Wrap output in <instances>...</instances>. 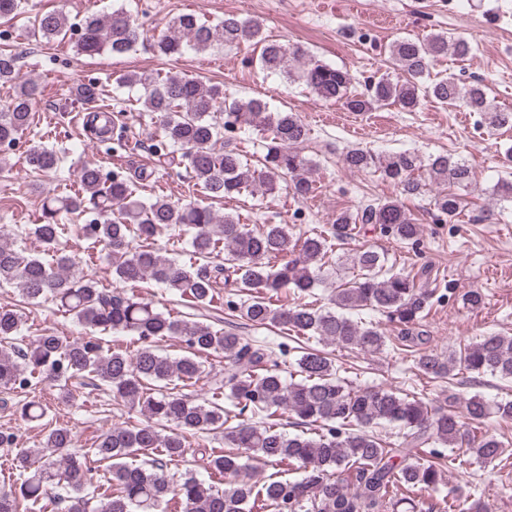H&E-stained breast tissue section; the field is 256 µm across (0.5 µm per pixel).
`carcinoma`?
I'll return each mask as SVG.
<instances>
[{
  "mask_svg": "<svg viewBox=\"0 0 512 512\" xmlns=\"http://www.w3.org/2000/svg\"><path fill=\"white\" fill-rule=\"evenodd\" d=\"M29 0H0V19L9 21L29 11ZM77 31L75 52L95 57L104 52L126 55L136 50L143 29L123 6L108 15L84 17L75 29L61 9L37 12L29 39L36 42L65 37ZM252 41L260 52L251 64L262 71L283 73L309 88L325 103L340 102L350 112L364 113L398 105L415 110L430 97L443 106L476 112L489 133L512 125V112L492 105L484 84L463 85L453 74L431 77L435 62L450 54L465 58L473 51L468 40L433 33L424 41L402 38L390 45V56L403 73L393 79L382 74L358 92L346 69L317 58L300 44H285L264 35L257 20L228 14L216 25L194 13L172 17L153 48L176 59L186 48L206 51L214 46L233 49ZM14 87L12 98L0 106V162L27 129L32 109L41 97L40 85L20 79L18 55L0 51V84ZM120 87L137 90L142 111L159 119L162 140L158 159L169 166L185 165L186 172L212 200L231 199L249 186L272 194L285 185L297 199L315 190L311 173L316 162L303 154L309 129L295 112L272 109L255 97H231L218 86H203L186 74H136L116 78ZM85 103L99 100L100 88L91 81L76 89ZM244 123L268 136L256 167L233 148L219 151L217 143ZM28 167L44 174L57 171L58 153L33 142L25 150ZM356 171L374 170L393 183L403 196H418L425 184L415 177L424 169L430 179L448 186L433 196V206L452 223L463 208L462 192L472 185L466 161L445 153L428 156L416 150L389 154L356 146L342 157ZM81 191L47 199L40 222L29 228L51 260L16 247L0 234V283L13 285L30 305L50 299L60 303L79 326L98 333L138 337L140 347L130 355L104 348L94 336L70 339L46 331L32 343L17 344L22 315L0 307V393H26L32 379L49 382L59 394L72 395L73 380L98 382L103 393L140 412L146 421L112 427L85 445L67 426L45 434L42 448L19 451L13 458L20 484L0 489V512H18L20 501L31 512L51 489L57 490L66 512H377L407 505L419 512L418 499L401 501L396 492L434 490L442 468L461 470L477 462L504 461V444L480 425L490 418L512 419V400H488L474 394L464 414L435 409L414 394L384 388L355 387L337 376L335 359L307 345L311 339L380 352L385 337L377 323L357 320L353 312L372 309L401 327V342L422 343L420 324L434 290L428 288L430 269L412 274L386 267L385 255L361 249L350 262L357 274L332 290L330 305L314 302L274 305L273 297L291 287L300 297H312L325 283L321 272L333 240L343 241L367 228L378 229L401 242H414L421 225L397 198L368 203L356 211L333 216L330 232H311L295 239L283 224L250 228L231 213L219 216L199 203L174 204L164 198L146 202L138 182L126 176L109 179L96 163L85 162L78 172ZM62 213L92 214L79 225L83 237L100 244L112 260L113 279L137 284L150 279L195 309L213 303L216 288L229 289L226 308L256 327H274L282 341L271 347L189 316H175L125 291L101 288L87 274L74 270V259L57 248L65 225ZM163 228L190 233L192 253L199 260L185 265L149 245ZM293 258L284 260V257ZM175 338L185 354L171 358L155 343ZM294 345H289V342ZM295 354L296 377L283 376L280 359ZM224 355V376L203 397L186 393L205 373V358ZM480 376L512 380V335L492 333L448 354L429 350L415 359L416 369L435 379L453 376L457 366ZM238 409L235 414L224 402ZM291 415L305 431L290 435L280 420ZM47 410L35 400L21 407L22 419H45ZM233 418L239 419L231 424ZM381 424H396L398 443L391 445L371 433ZM224 434L226 450L208 452L210 483L186 470L180 476L170 466L185 461L187 435ZM448 449L444 455L440 449ZM301 470L298 480L272 477L263 482L238 479L249 459ZM109 477L94 479L101 464ZM236 481L221 489L224 477ZM448 512H488L479 501L451 496Z\"/></svg>",
  "mask_w": 512,
  "mask_h": 512,
  "instance_id": "cac0c4a2",
  "label": "carcinoma"
}]
</instances>
